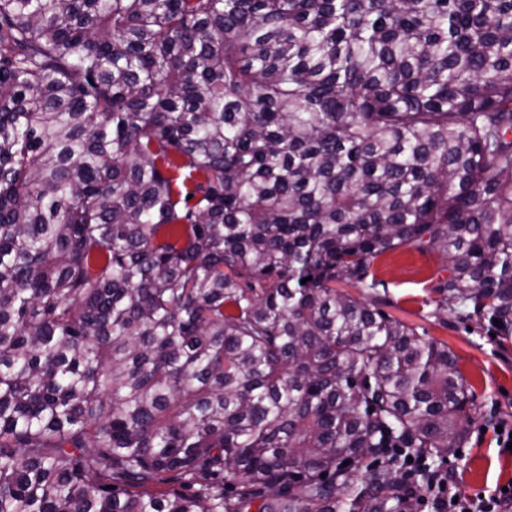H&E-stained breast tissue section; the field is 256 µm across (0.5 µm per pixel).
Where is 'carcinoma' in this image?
<instances>
[{
  "label": "carcinoma",
  "instance_id": "carcinoma-1",
  "mask_svg": "<svg viewBox=\"0 0 512 512\" xmlns=\"http://www.w3.org/2000/svg\"><path fill=\"white\" fill-rule=\"evenodd\" d=\"M403 246L512 339V0H0V512H420Z\"/></svg>",
  "mask_w": 512,
  "mask_h": 512
}]
</instances>
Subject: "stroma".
I'll return each mask as SVG.
<instances>
[{"mask_svg":"<svg viewBox=\"0 0 512 512\" xmlns=\"http://www.w3.org/2000/svg\"><path fill=\"white\" fill-rule=\"evenodd\" d=\"M448 266L440 252L404 246L374 260L371 271L377 288L368 290L346 280L337 288L376 303L385 314L446 343L454 353L476 400L493 411L494 419L480 418L469 426L466 442L448 468L461 491L489 494L512 483V452L499 447L494 431L499 424L512 426V342L499 343L488 320L464 318L450 310L435 313L430 299L437 283L447 277Z\"/></svg>","mask_w":512,"mask_h":512,"instance_id":"obj_1","label":"stroma"}]
</instances>
